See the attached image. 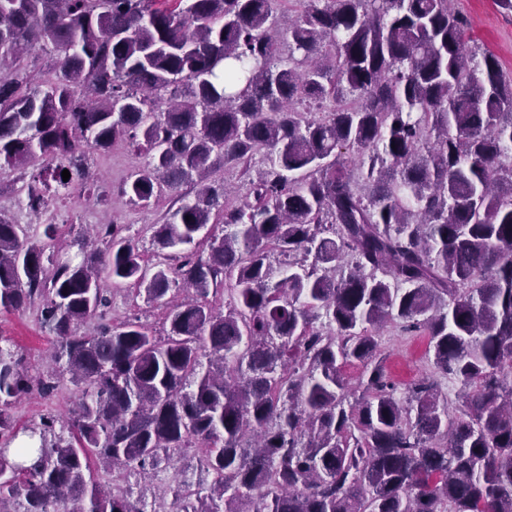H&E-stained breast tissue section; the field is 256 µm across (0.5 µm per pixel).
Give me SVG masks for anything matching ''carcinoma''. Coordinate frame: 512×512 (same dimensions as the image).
<instances>
[{
    "label": "carcinoma",
    "instance_id": "cac0c4a2",
    "mask_svg": "<svg viewBox=\"0 0 512 512\" xmlns=\"http://www.w3.org/2000/svg\"><path fill=\"white\" fill-rule=\"evenodd\" d=\"M276 2L0 0V170L30 210L116 146L148 158L129 202L197 187L154 225L150 265L114 219L60 262L0 210V310L40 303L81 392L10 450L31 383L0 346V512H157L91 462L159 472L191 448L212 482L173 476L180 512H512V74L484 52L476 75L450 0H307L285 51ZM49 46L32 91L28 56ZM262 150L230 203L213 173L247 175ZM108 282L196 299L159 339L107 321ZM387 322L429 336L459 414L431 378L397 395L376 361Z\"/></svg>",
    "mask_w": 512,
    "mask_h": 512
}]
</instances>
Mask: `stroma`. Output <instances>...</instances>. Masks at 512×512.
Segmentation results:
<instances>
[{"instance_id":"stroma-1","label":"stroma","mask_w":512,"mask_h":512,"mask_svg":"<svg viewBox=\"0 0 512 512\" xmlns=\"http://www.w3.org/2000/svg\"><path fill=\"white\" fill-rule=\"evenodd\" d=\"M451 5L467 19L471 39L478 46L492 51L504 71H512V13L499 8L496 0H451ZM145 162L144 155L122 146L96 154L89 164L88 191H78L66 198H49L48 208L42 214L33 213L20 205L16 172L0 170V208L16 212L21 223L38 230L42 229L47 218H54L59 226L57 244L70 258L80 255L77 245L79 236L91 232L95 225L118 218L120 223L127 225L144 259L149 260L158 250L152 227L162 223L176 196H165L157 206L149 209L131 204L119 196L118 190L127 175ZM92 189L108 191L111 195L110 205L105 207L95 203L88 195ZM164 313L163 304L147 301L145 296L136 295L134 289L116 288L112 291V321L135 317L153 335L162 336L167 330ZM0 338L23 355L25 365L34 378L39 379L52 372L54 337L48 326L41 322L37 307L0 311ZM427 343V336L409 334L402 331L399 325L390 324L379 333L378 355L399 387L429 377L437 381L443 396L455 399L458 387L434 369L427 355ZM80 396L78 388L65 377L58 381L51 394L32 391L11 409L15 426L17 430H24L47 415L69 419ZM175 474L194 488L211 481L197 455L191 451L178 460L175 469L158 472L152 477L126 470L114 474L113 480L120 487L131 489L134 496L144 500L147 505L160 507L162 512H177L178 506L167 491Z\"/></svg>"}]
</instances>
